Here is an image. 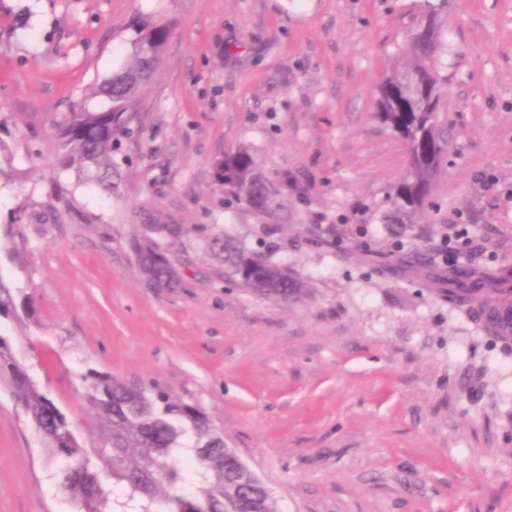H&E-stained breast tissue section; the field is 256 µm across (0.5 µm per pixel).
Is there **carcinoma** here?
<instances>
[{
  "label": "carcinoma",
  "mask_w": 512,
  "mask_h": 512,
  "mask_svg": "<svg viewBox=\"0 0 512 512\" xmlns=\"http://www.w3.org/2000/svg\"><path fill=\"white\" fill-rule=\"evenodd\" d=\"M409 36L405 52L413 63L387 74L379 86L380 118L408 143V169L390 195L388 224H409L430 194L434 172L445 147L439 132L442 90L433 66L438 28L427 19ZM170 30L140 20L129 38L131 63L99 87L110 103L102 111L76 109L56 132L57 163L83 183L104 191L116 189L121 135L137 122L132 104L157 72ZM224 190L246 201L271 221L283 208L288 178L273 184L246 147L224 153L214 163ZM175 224H146L134 242L142 277L160 288H178L182 278L172 258L158 243L176 237ZM229 276L263 300L287 302L305 284L272 252L248 251L231 239L222 243ZM417 261L446 274L435 281L436 292L483 324L490 335L512 341V265L494 267L443 263L439 256ZM19 319L15 290L0 280V320ZM8 377L13 400L24 407L42 448L56 464V481L78 512H277L272 493L241 461L224 437L215 433L193 405L173 399L156 387L130 386L93 369L83 376L82 398L98 416L112 455L90 445L48 396L28 367L0 337V376ZM207 448L202 456L199 449ZM194 458V486L187 489L181 453ZM122 486V498L109 499L103 478Z\"/></svg>",
  "instance_id": "obj_1"
}]
</instances>
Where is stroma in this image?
Listing matches in <instances>:
<instances>
[{"mask_svg":"<svg viewBox=\"0 0 512 512\" xmlns=\"http://www.w3.org/2000/svg\"><path fill=\"white\" fill-rule=\"evenodd\" d=\"M430 15L449 138L402 232L385 216L407 145L376 100ZM146 17L171 36L108 193L58 167L55 133L106 107ZM0 139V278L30 311L0 335L83 436L101 438L94 368L196 406L278 512H512V343L396 271L445 247L512 264V0H0ZM242 145L299 187L276 229L216 181ZM154 219L186 229L160 242L183 287L139 273L131 241ZM224 236L273 249L303 294L253 296ZM53 475L0 382V512H73Z\"/></svg>","mask_w":512,"mask_h":512,"instance_id":"obj_1","label":"stroma"}]
</instances>
